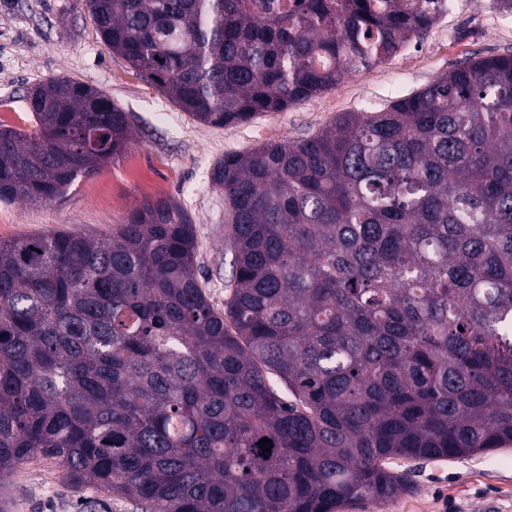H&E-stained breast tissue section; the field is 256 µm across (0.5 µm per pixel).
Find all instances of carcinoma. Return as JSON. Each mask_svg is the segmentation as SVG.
<instances>
[{
    "mask_svg": "<svg viewBox=\"0 0 512 512\" xmlns=\"http://www.w3.org/2000/svg\"><path fill=\"white\" fill-rule=\"evenodd\" d=\"M82 2L112 52L218 127L367 73L448 12ZM34 90V130L0 128V201L61 197L129 139L103 91ZM211 181L232 255L222 312L170 200L105 238L0 240V485L40 456L141 512H337L409 487L388 459L512 444V54L227 155Z\"/></svg>",
    "mask_w": 512,
    "mask_h": 512,
    "instance_id": "cac0c4a2",
    "label": "carcinoma"
}]
</instances>
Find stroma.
Wrapping results in <instances>:
<instances>
[{
    "mask_svg": "<svg viewBox=\"0 0 512 512\" xmlns=\"http://www.w3.org/2000/svg\"><path fill=\"white\" fill-rule=\"evenodd\" d=\"M512 54V16L487 0H450L420 40L371 72L346 77L335 88L284 112L215 127L195 120L100 39L78 0H0V126L32 131L27 91L69 77L105 92L128 113L125 151L63 198L42 205L0 202V240L83 232L109 235L143 201L169 199L195 226L199 280L215 309H223L232 276L224 250V193L210 172L225 155L313 135L341 112L380 110L432 83L474 56ZM413 486L385 506L365 501L347 512H512V445L487 454L410 464ZM0 512H137L131 500L77 485L51 461L31 459L0 488Z\"/></svg>",
    "mask_w": 512,
    "mask_h": 512,
    "instance_id": "35a3bbf8",
    "label": "stroma"
}]
</instances>
